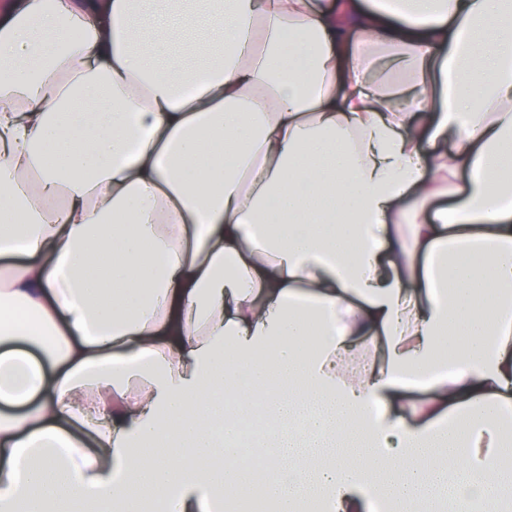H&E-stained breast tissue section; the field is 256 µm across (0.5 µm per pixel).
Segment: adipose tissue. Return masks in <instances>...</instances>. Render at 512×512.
Returning a JSON list of instances; mask_svg holds the SVG:
<instances>
[{"instance_id": "ef3b65f1", "label": "adipose tissue", "mask_w": 512, "mask_h": 512, "mask_svg": "<svg viewBox=\"0 0 512 512\" xmlns=\"http://www.w3.org/2000/svg\"><path fill=\"white\" fill-rule=\"evenodd\" d=\"M0 257V512H503L512 0H0Z\"/></svg>"}]
</instances>
